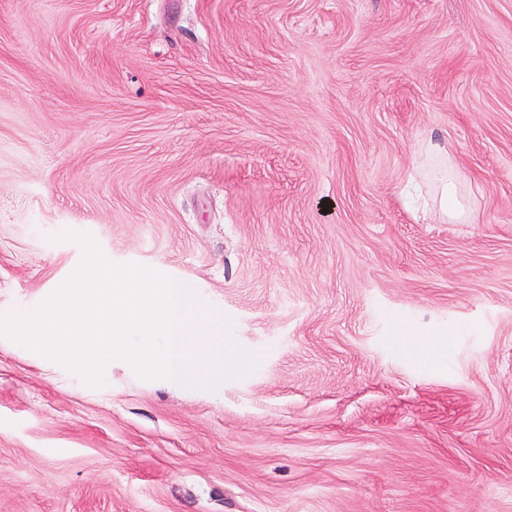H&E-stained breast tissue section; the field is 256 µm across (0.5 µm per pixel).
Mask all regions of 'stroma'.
I'll return each mask as SVG.
<instances>
[{
  "label": "stroma",
  "mask_w": 512,
  "mask_h": 512,
  "mask_svg": "<svg viewBox=\"0 0 512 512\" xmlns=\"http://www.w3.org/2000/svg\"><path fill=\"white\" fill-rule=\"evenodd\" d=\"M431 144L466 222L402 199ZM66 230L257 368L8 338ZM0 512H512V0H0Z\"/></svg>",
  "instance_id": "obj_1"
}]
</instances>
